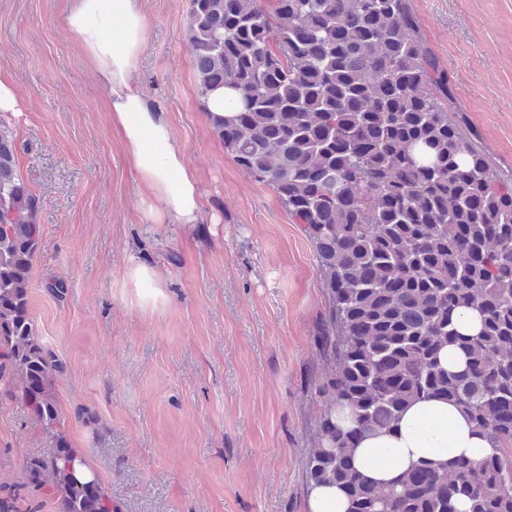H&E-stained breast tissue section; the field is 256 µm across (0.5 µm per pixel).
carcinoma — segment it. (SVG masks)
<instances>
[{
    "instance_id": "obj_1",
    "label": "carcinoma",
    "mask_w": 512,
    "mask_h": 512,
    "mask_svg": "<svg viewBox=\"0 0 512 512\" xmlns=\"http://www.w3.org/2000/svg\"><path fill=\"white\" fill-rule=\"evenodd\" d=\"M190 0L197 85L235 90L212 120L224 150L271 187L304 225L329 307L327 360L308 486L333 483L349 512H512V184L448 114L451 84L419 32L410 0ZM0 121V381L55 445L25 464L28 483L63 512H112L100 484L79 488L53 392L61 361L35 330L29 286L39 197L19 175ZM481 314L465 337L454 317ZM461 351L463 370L441 366ZM458 403L494 452L424 462L388 487L361 478L359 434L386 431L411 402ZM346 406L355 428L336 426Z\"/></svg>"
}]
</instances>
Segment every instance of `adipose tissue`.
<instances>
[{
  "label": "adipose tissue",
  "mask_w": 512,
  "mask_h": 512,
  "mask_svg": "<svg viewBox=\"0 0 512 512\" xmlns=\"http://www.w3.org/2000/svg\"><path fill=\"white\" fill-rule=\"evenodd\" d=\"M65 24L79 36L106 91L112 128L144 188L143 222L200 223L204 208L196 172L136 80L150 25L140 0H76ZM489 452L457 404L431 398L405 408L393 431L362 435L353 462L367 481L388 484L422 460L476 462Z\"/></svg>",
  "instance_id": "1"
}]
</instances>
